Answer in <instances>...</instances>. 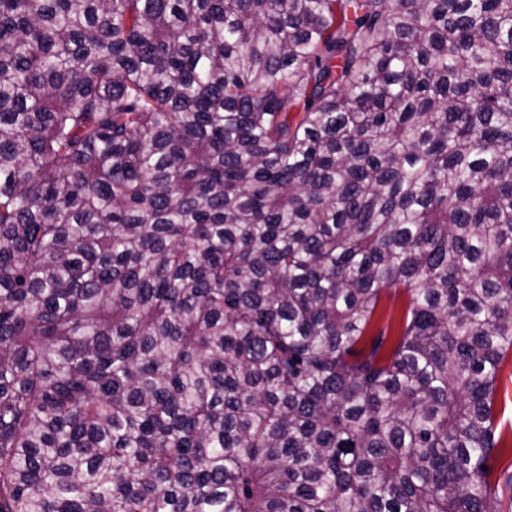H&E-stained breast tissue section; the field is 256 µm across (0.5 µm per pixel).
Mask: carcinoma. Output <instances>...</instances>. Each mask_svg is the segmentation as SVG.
<instances>
[{
  "label": "carcinoma",
  "instance_id": "carcinoma-1",
  "mask_svg": "<svg viewBox=\"0 0 512 512\" xmlns=\"http://www.w3.org/2000/svg\"><path fill=\"white\" fill-rule=\"evenodd\" d=\"M508 356L512 0H0V512H499ZM497 385L498 432L502 434L503 446L510 448L512 438V360L510 356L501 367Z\"/></svg>",
  "mask_w": 512,
  "mask_h": 512
}]
</instances>
